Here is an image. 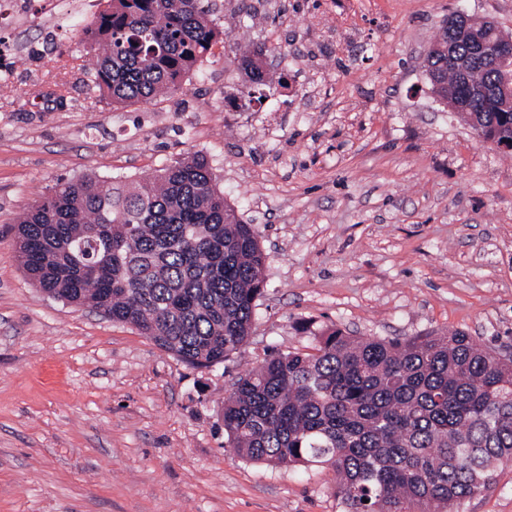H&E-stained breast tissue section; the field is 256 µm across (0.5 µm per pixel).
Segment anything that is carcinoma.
<instances>
[{
	"instance_id": "carcinoma-1",
	"label": "carcinoma",
	"mask_w": 512,
	"mask_h": 512,
	"mask_svg": "<svg viewBox=\"0 0 512 512\" xmlns=\"http://www.w3.org/2000/svg\"><path fill=\"white\" fill-rule=\"evenodd\" d=\"M224 31L201 0H107L85 39L90 81L114 105L182 89ZM242 54L247 94L284 73ZM427 75L443 103L475 93L465 115L497 139L512 120L477 94L498 82L487 65L462 80L448 68L440 27ZM25 273L46 295L130 325L195 368H211L250 339L263 294L258 235L230 204L205 156L123 182L59 179L15 228ZM316 353L273 352L224 398L231 448L271 466L321 464L336 473L344 512H459L512 461V358L464 332L403 341L336 328Z\"/></svg>"
}]
</instances>
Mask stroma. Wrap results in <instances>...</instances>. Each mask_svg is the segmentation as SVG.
<instances>
[{"mask_svg":"<svg viewBox=\"0 0 512 512\" xmlns=\"http://www.w3.org/2000/svg\"><path fill=\"white\" fill-rule=\"evenodd\" d=\"M279 2L261 17L207 0L228 37L181 90L124 107L88 85L83 30L104 0L0 10V46L34 48L0 85V512H343L331 468L231 451L242 374L326 327L512 348V151L479 143L426 73L449 15L512 33V0ZM275 44L288 88L244 99L242 51ZM191 152L265 256L252 336L204 370L48 297L14 246L57 179L131 181ZM464 512H512V465Z\"/></svg>","mask_w":512,"mask_h":512,"instance_id":"35a3bbf8","label":"stroma"}]
</instances>
